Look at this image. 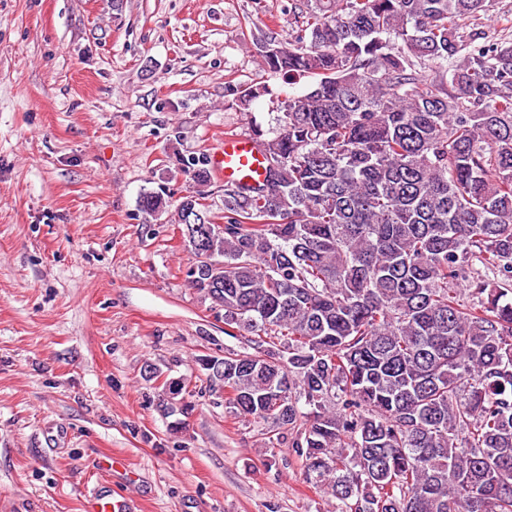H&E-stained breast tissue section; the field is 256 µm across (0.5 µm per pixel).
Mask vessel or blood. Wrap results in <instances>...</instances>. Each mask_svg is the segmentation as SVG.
<instances>
[{
    "mask_svg": "<svg viewBox=\"0 0 512 512\" xmlns=\"http://www.w3.org/2000/svg\"><path fill=\"white\" fill-rule=\"evenodd\" d=\"M211 164L225 184L254 185L265 176V160L254 140L238 135L225 136L220 153ZM139 505L131 497L116 498L95 485L86 495L87 512H137Z\"/></svg>",
    "mask_w": 512,
    "mask_h": 512,
    "instance_id": "obj_1",
    "label": "vessel or blood"
}]
</instances>
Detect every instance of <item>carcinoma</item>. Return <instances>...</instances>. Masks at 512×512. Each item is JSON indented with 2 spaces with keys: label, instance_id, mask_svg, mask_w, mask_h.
<instances>
[{
  "label": "carcinoma",
  "instance_id": "obj_1",
  "mask_svg": "<svg viewBox=\"0 0 512 512\" xmlns=\"http://www.w3.org/2000/svg\"><path fill=\"white\" fill-rule=\"evenodd\" d=\"M489 7L294 4L297 35L261 65L309 84L274 137L253 130L264 182L224 186L219 266L187 274L225 334L253 336L211 386L271 447L291 436L336 512H512V39L459 35ZM190 174L181 224L209 217L208 161Z\"/></svg>",
  "mask_w": 512,
  "mask_h": 512
}]
</instances>
